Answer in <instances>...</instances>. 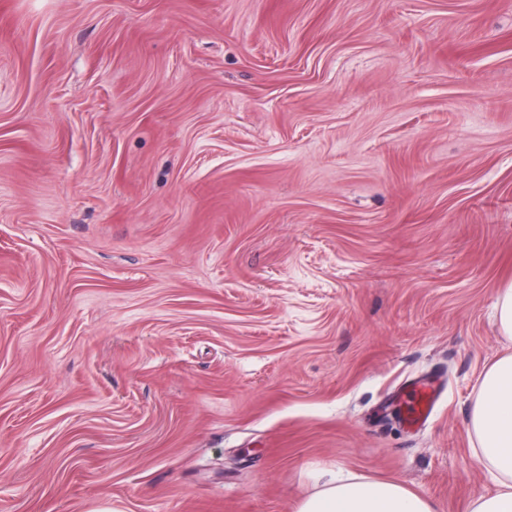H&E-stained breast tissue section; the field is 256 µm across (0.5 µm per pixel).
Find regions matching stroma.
Returning <instances> with one entry per match:
<instances>
[{
  "label": "stroma",
  "instance_id": "1",
  "mask_svg": "<svg viewBox=\"0 0 512 512\" xmlns=\"http://www.w3.org/2000/svg\"><path fill=\"white\" fill-rule=\"evenodd\" d=\"M509 280L512 0H0V512H468ZM405 400L395 406L399 418L411 428L424 426L436 403L432 387L425 382H413L403 389ZM296 512H436L434 503L392 480L327 472Z\"/></svg>",
  "mask_w": 512,
  "mask_h": 512
}]
</instances>
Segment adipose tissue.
<instances>
[{
    "label": "adipose tissue",
    "mask_w": 512,
    "mask_h": 512,
    "mask_svg": "<svg viewBox=\"0 0 512 512\" xmlns=\"http://www.w3.org/2000/svg\"><path fill=\"white\" fill-rule=\"evenodd\" d=\"M476 464L492 488L475 496L469 512H512V354L481 376L470 417ZM296 512H436L434 503L392 480L325 473L300 500Z\"/></svg>",
    "instance_id": "1"
}]
</instances>
